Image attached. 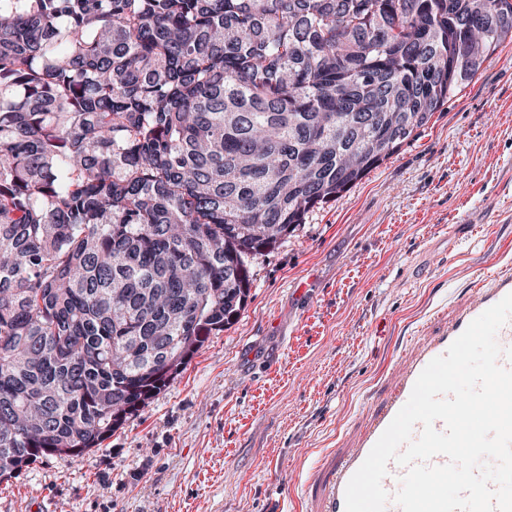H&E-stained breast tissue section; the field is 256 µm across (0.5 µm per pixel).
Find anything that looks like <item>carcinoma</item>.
I'll list each match as a JSON object with an SVG mask.
<instances>
[{
    "instance_id": "obj_1",
    "label": "carcinoma",
    "mask_w": 512,
    "mask_h": 512,
    "mask_svg": "<svg viewBox=\"0 0 512 512\" xmlns=\"http://www.w3.org/2000/svg\"><path fill=\"white\" fill-rule=\"evenodd\" d=\"M509 38L512 0H0V481L143 411Z\"/></svg>"
}]
</instances>
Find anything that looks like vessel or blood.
<instances>
[{"instance_id": "vessel-or-blood-1", "label": "vessel or blood", "mask_w": 512, "mask_h": 512, "mask_svg": "<svg viewBox=\"0 0 512 512\" xmlns=\"http://www.w3.org/2000/svg\"><path fill=\"white\" fill-rule=\"evenodd\" d=\"M510 293L511 271L489 273L440 316L435 334L412 338L391 372L392 383L383 400L356 431L350 445L322 455L320 464L309 471L301 486L306 512H345V489L350 478L409 399L421 371L433 358L445 354L471 321Z\"/></svg>"}]
</instances>
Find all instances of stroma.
Here are the masks:
<instances>
[{"label":"stroma","mask_w":512,"mask_h":512,"mask_svg":"<svg viewBox=\"0 0 512 512\" xmlns=\"http://www.w3.org/2000/svg\"><path fill=\"white\" fill-rule=\"evenodd\" d=\"M238 319L101 447L0 483V512H302L410 336L512 270V43L410 144L274 249Z\"/></svg>","instance_id":"obj_1"}]
</instances>
